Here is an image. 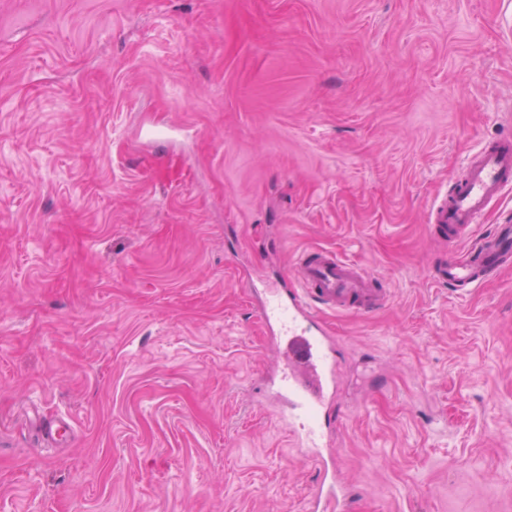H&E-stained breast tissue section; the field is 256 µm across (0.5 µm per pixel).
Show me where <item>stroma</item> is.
<instances>
[{
	"label": "stroma",
	"instance_id": "35a3bbf8",
	"mask_svg": "<svg viewBox=\"0 0 512 512\" xmlns=\"http://www.w3.org/2000/svg\"><path fill=\"white\" fill-rule=\"evenodd\" d=\"M503 134L512 0H0V512H310L241 282L311 248L390 295L322 316L352 512H512V268L428 231Z\"/></svg>",
	"mask_w": 512,
	"mask_h": 512
}]
</instances>
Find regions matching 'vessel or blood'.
I'll list each match as a JSON object with an SVG mask.
<instances>
[{
    "mask_svg": "<svg viewBox=\"0 0 512 512\" xmlns=\"http://www.w3.org/2000/svg\"><path fill=\"white\" fill-rule=\"evenodd\" d=\"M511 188L512 136L508 135L473 154L465 178L432 207L430 222L450 251L434 271L437 281L463 295L512 267L510 224L498 225L483 243L471 247L468 258L455 256L487 206ZM294 276L296 287L268 291L258 314L271 335L285 343L282 382L292 436L300 447L316 448L330 432L332 421L324 407L335 388L333 358L325 342L329 331L317 310L367 315L384 308L389 294L376 287L375 276L365 267L331 250H313L298 257ZM345 507L344 489L335 469L321 465L313 512H344Z\"/></svg>",
    "mask_w": 512,
    "mask_h": 512,
    "instance_id": "1",
    "label": "vessel or blood"
}]
</instances>
